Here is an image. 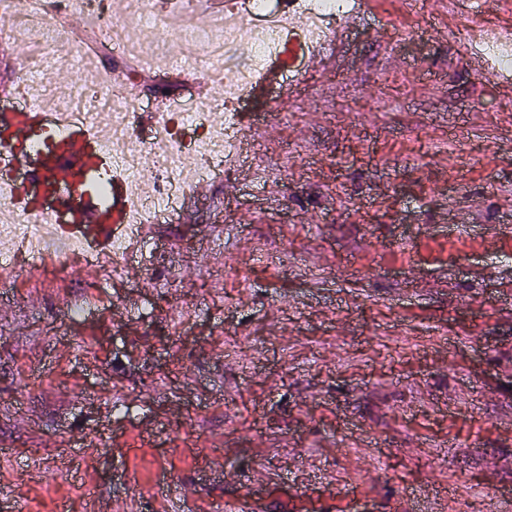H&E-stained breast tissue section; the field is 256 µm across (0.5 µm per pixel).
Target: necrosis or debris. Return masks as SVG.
<instances>
[{"label": "necrosis or debris", "instance_id": "4bbe7bcc", "mask_svg": "<svg viewBox=\"0 0 512 512\" xmlns=\"http://www.w3.org/2000/svg\"><path fill=\"white\" fill-rule=\"evenodd\" d=\"M12 3L19 26L26 35L28 55L21 73L29 80L58 62L59 56L55 52L58 31L44 15L33 12L27 0H12ZM80 5L98 19L100 37L112 50L123 55L131 50V30L155 36L168 11L166 0H148L141 18L134 26L127 27L115 22L112 0H80ZM291 5L293 10L312 18V27L301 30L289 27L283 20L282 0H225L224 13L217 18L221 26L240 22L244 17L253 21L248 32L253 62L239 67L236 88L224 99L198 107L186 104L182 96H175L172 110L157 131L154 144L130 143L127 154L130 173L138 172L142 153H150L153 160V191L148 197L137 198L139 218L153 216L165 223L177 217L186 190L178 173V157L192 154L196 160V174L203 177L220 169L225 157L235 153L240 140L237 127L225 126L222 139H215L212 114L235 111L243 102L255 74L254 62L265 60L284 47L292 48L297 57L306 54L344 15L346 8L345 0H291ZM182 23L191 52L207 57L208 71L214 80L226 81L233 39H226L223 46L218 47L206 31L199 28L193 15H185ZM126 83L125 77L106 74L93 80H81L72 91L76 111L96 113L105 120L115 121L116 134H127L136 121L137 108L123 93ZM0 236L15 238L22 244L21 250L9 260L17 278L22 277L29 257L40 254L57 258L65 254L61 244L50 235L47 225L37 221L0 224Z\"/></svg>", "mask_w": 512, "mask_h": 512}]
</instances>
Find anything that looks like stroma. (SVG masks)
Masks as SVG:
<instances>
[{
	"mask_svg": "<svg viewBox=\"0 0 512 512\" xmlns=\"http://www.w3.org/2000/svg\"><path fill=\"white\" fill-rule=\"evenodd\" d=\"M170 2L172 71L178 15L216 9ZM493 17L371 0L125 278L0 287V512H512V87L468 55Z\"/></svg>",
	"mask_w": 512,
	"mask_h": 512,
	"instance_id": "1",
	"label": "stroma"
}]
</instances>
